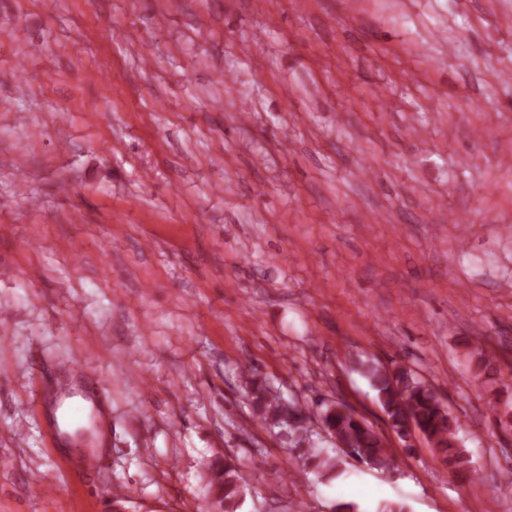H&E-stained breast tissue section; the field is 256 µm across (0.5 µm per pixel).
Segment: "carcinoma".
<instances>
[{
  "instance_id": "cac0c4a2",
  "label": "carcinoma",
  "mask_w": 512,
  "mask_h": 512,
  "mask_svg": "<svg viewBox=\"0 0 512 512\" xmlns=\"http://www.w3.org/2000/svg\"><path fill=\"white\" fill-rule=\"evenodd\" d=\"M363 375L378 392V398L394 429L400 437L418 431L424 435L444 460L464 466L468 463L457 437V420L449 408L437 398L432 388L419 381L412 370L399 367L392 372L373 364L361 365ZM248 375V392L258 415L277 427H287L288 437L298 434L301 427L286 426L285 418L301 414L296 404L287 407L275 394L268 379L254 371ZM328 435L351 457L380 470L397 468L396 457L389 453L382 439L353 411L337 405L323 415ZM206 493V512H237L245 495L237 467L216 451L208 459L203 472Z\"/></svg>"
}]
</instances>
